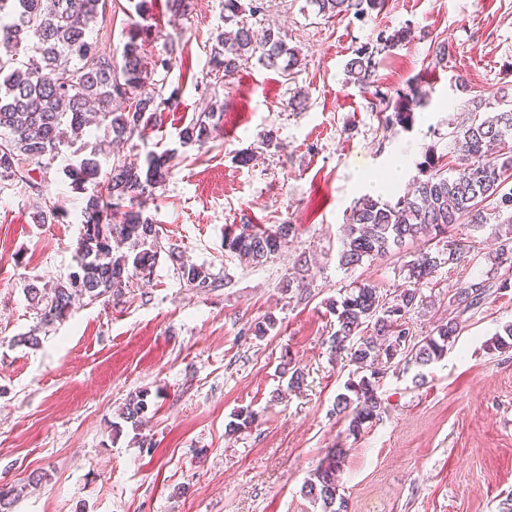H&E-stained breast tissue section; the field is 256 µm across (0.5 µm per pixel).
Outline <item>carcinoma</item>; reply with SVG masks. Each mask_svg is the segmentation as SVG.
Here are the masks:
<instances>
[{
  "mask_svg": "<svg viewBox=\"0 0 512 512\" xmlns=\"http://www.w3.org/2000/svg\"><path fill=\"white\" fill-rule=\"evenodd\" d=\"M317 13L331 16L364 15L381 7L384 0H310ZM263 0H224V24L236 29L220 32L211 48L213 71L222 78L234 76L249 59L266 69L280 63L292 68L298 58L280 33L267 30L257 39L243 12L262 11ZM106 0H0V180L29 183L32 163L52 162L64 143H75L90 131L101 130L116 139L144 138L157 125L158 114L175 101L162 98L151 88L154 69H167L169 62L156 59L148 68L145 39L140 28L128 33L121 61L99 52L92 38L91 23L104 17ZM32 43V55L17 58L21 44ZM373 54L357 53L347 72L353 83L371 84ZM498 110L486 118L473 119L457 132L458 165L451 177L444 174L440 159L425 157L418 164L412 190L394 202L371 196L359 199L351 210L339 264L359 266L364 260L398 252L422 238L445 239L456 224H480V205L500 196V203L512 208V189L501 192L512 178V99H495ZM224 112L215 101L179 132L180 144L204 146L215 129L213 120ZM175 153H151L145 160L129 155L113 159L101 171L96 149L66 168L71 184L84 189L93 185L85 199L84 220L75 250V270L51 288L28 285L31 305L40 323L49 327L64 320L80 299L90 302L102 297H119L132 279L152 272L158 253V230L146 207L154 200L174 167ZM294 234L293 226L259 229L244 224L237 234L224 236V247L255 263L276 258ZM170 257L178 261L179 274L187 287L205 293L215 287L216 277L207 268L180 260L175 249ZM461 257L460 247L440 252L419 250L408 264L407 287L389 301L380 289L357 282L340 299L331 303L336 330L330 338L335 351L347 353L349 361L365 375L350 381L336 396V414L346 419L349 433L356 435L383 411L376 392V379L395 361L420 367L442 359L448 344L459 333V318L481 307L490 296V285L474 279L456 289L448 298V319L427 335H414L407 316L417 306L418 285L442 263ZM373 325L372 334L364 327ZM491 351L512 348V325L488 340ZM147 394L140 391L125 403L122 418L139 428L147 409ZM346 453L332 448L304 486V494L321 502L322 512H347L340 493L339 473ZM23 489L0 490V512H11Z\"/></svg>",
  "mask_w": 512,
  "mask_h": 512,
  "instance_id": "carcinoma-1",
  "label": "carcinoma"
}]
</instances>
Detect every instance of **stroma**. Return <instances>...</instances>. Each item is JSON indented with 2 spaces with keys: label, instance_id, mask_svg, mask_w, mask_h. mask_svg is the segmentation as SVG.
<instances>
[{
  "label": "stroma",
  "instance_id": "obj_1",
  "mask_svg": "<svg viewBox=\"0 0 512 512\" xmlns=\"http://www.w3.org/2000/svg\"><path fill=\"white\" fill-rule=\"evenodd\" d=\"M265 2L247 23L286 34L297 66L285 74L252 60L224 81L209 67L224 0H193L178 18L165 0H148L142 17L133 0H109L93 28L101 52L121 57L137 22L150 31V58L171 60L153 79L177 108L120 149L175 154L151 210L160 250L149 279L76 306L36 349L16 342L39 322L25 289L74 269L85 196L66 168L82 154L63 147L29 183L0 182V487L25 488L13 512H321L302 486L332 448L347 451V512H502L512 499V351L485 346L512 323V288L463 316L444 359L389 368L376 385L381 417L356 436L334 411L356 367L328 344L330 304L349 284L390 297L407 286L406 253L339 264L344 224L371 179L399 169L384 195L393 202L426 155L454 169L457 131L485 115L494 94L512 96V0H385L361 17L324 16L309 0ZM401 29L407 38L376 54L372 86L351 82L346 65L357 51L373 47L378 31ZM440 43L448 62L435 57ZM298 92L305 102L295 110L288 102ZM217 99L224 116L209 142L181 146L180 130ZM400 102L409 120L386 124L385 110ZM245 151L254 159L242 166ZM48 199L61 217L37 223ZM483 208L486 223L451 231L463 260L421 285L409 316L416 335L447 318L456 288L507 277L488 255L512 239V213L495 197ZM245 218L295 233L257 265L224 249ZM173 249L210 269L218 287L186 288ZM289 280L306 290L286 289ZM267 318L274 329L250 335ZM286 355L304 374L301 388L287 387ZM142 390L149 407L135 429L121 411ZM246 409L256 422L228 433Z\"/></svg>",
  "mask_w": 512,
  "mask_h": 512
}]
</instances>
